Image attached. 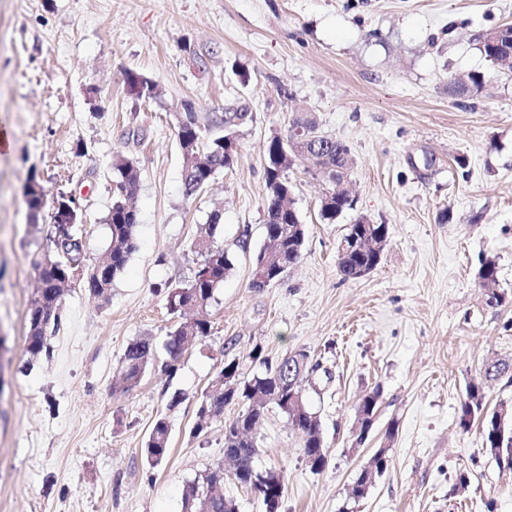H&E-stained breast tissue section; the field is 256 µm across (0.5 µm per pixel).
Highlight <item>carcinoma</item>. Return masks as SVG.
Masks as SVG:
<instances>
[{
  "label": "carcinoma",
  "mask_w": 512,
  "mask_h": 512,
  "mask_svg": "<svg viewBox=\"0 0 512 512\" xmlns=\"http://www.w3.org/2000/svg\"><path fill=\"white\" fill-rule=\"evenodd\" d=\"M480 47L486 57L501 62L512 56V27L490 29L479 36ZM125 82L138 98L149 99L157 96L156 85L133 72H126ZM484 88V76L474 74L468 83L448 80V93L458 99H470ZM186 120L183 128L177 129V138L182 155L183 192L187 197L202 192L211 182L215 173L230 167L236 149L224 143V135H205L213 127L221 128L232 119H248L247 112H226L222 116L211 117L207 124L199 122L192 108L182 113ZM292 129L284 135H275L268 141L264 156V175L268 195L265 201L268 223L265 234L266 247L255 256L253 269L263 273L262 282H250V287L261 289L280 280L289 267L297 264L302 255L305 241V225L297 222L293 199L283 195L289 187L285 172L294 164L293 154L288 150ZM322 155L332 165L353 166L354 159L349 146L339 140L321 137ZM117 193L106 216L109 228V243L103 255L87 271L91 276L86 287L99 294L112 287V281L121 273L133 251L134 230L138 223L136 209L130 203L137 190L139 174L136 164L126 158L112 164ZM353 209V203L342 193L333 198L332 203L320 207L322 220L333 222L344 212ZM221 215L214 211L209 216L205 235L194 242V249L203 257V264L194 277L181 286L168 289L166 306L170 315L178 319L165 343L166 357L158 362L153 339L149 336L133 341L126 349L121 366V382L117 388L123 392L133 390L141 382L150 368L160 366L161 371L173 375L188 346L198 343L210 334V322L205 319L185 320L183 316L191 309L203 310L215 299V293L231 275L234 264L227 251L213 245L220 225ZM50 242L52 251L42 254L35 262L38 271L39 290L28 310V330L25 338L26 352L33 358L46 349L47 338L55 334L61 325V314H51L60 305V295L65 280L69 277L71 264L83 262L86 257L85 238L78 233L76 226L68 225V217L63 210L55 211L50 217ZM388 229L385 224H351L342 242L347 244L348 255L338 258V272L342 279L351 280L356 271H374L381 262L382 251L364 250L359 245L366 236L378 238L385 243ZM260 362L264 370L251 377L239 370V363L231 360L218 371L214 388L208 393L196 411L193 433L207 430L214 418L211 407H226L242 404L244 409L230 422L224 424V455L239 461L241 472L234 479L246 486L253 482L259 491L263 506L268 502L281 505L285 492L284 476L276 469L260 471L254 460L260 451L255 435V420L268 408L256 407L254 397L263 392L271 396L270 406L285 412L288 392L304 390V382L309 374H304L295 387L288 384V358L271 362L258 355H250ZM512 380V360H498L485 370V381L489 384L503 377ZM381 392L378 389L364 395L357 403V410L373 415L379 408ZM293 428L301 435L304 456L314 461L311 468L321 471L327 465L323 456L324 441L321 421L313 411L302 419L288 418ZM478 424L485 448L504 468L512 470V411L500 416L499 411H490L485 404V387L475 384L467 386L465 398L461 402L459 427L467 432L473 424ZM171 425L167 417L157 418L150 430L145 448L147 460L153 466L159 465L170 450ZM224 481V468L208 472L202 480L190 485L184 495L183 508L190 512H237L233 498L226 494L215 496L213 486Z\"/></svg>",
  "instance_id": "cac0c4a2"
}]
</instances>
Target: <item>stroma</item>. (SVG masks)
I'll return each instance as SVG.
<instances>
[{
  "instance_id": "35a3bbf8",
  "label": "stroma",
  "mask_w": 512,
  "mask_h": 512,
  "mask_svg": "<svg viewBox=\"0 0 512 512\" xmlns=\"http://www.w3.org/2000/svg\"><path fill=\"white\" fill-rule=\"evenodd\" d=\"M505 24L512 0H0V133L11 138L0 145V512H182L188 485L225 466L224 424L240 411L226 406L197 436L199 400L224 362L259 372L257 348L274 360L304 350L321 365L305 397L321 419L325 469L311 470L279 410L258 430L256 468L285 475L281 512H512V470L478 429L458 427L467 384L512 358V69L478 40ZM128 71L158 96L135 98ZM473 74L485 77L482 93L457 102L449 78ZM188 105L203 120L251 115L232 166L195 198L183 194L174 121ZM299 113L350 145L355 206L322 223L326 185L297 160L286 176L303 256L256 290L264 148ZM120 157L140 172L135 248L107 298L70 282L59 331L30 359L33 260L51 243L48 212L27 208L28 181L77 198L91 264L108 245ZM217 209L235 268L207 309L210 335L174 376L151 370L134 390H114L133 340L164 345L166 288L193 276V243ZM361 217L387 226V244L372 273L345 280L337 247ZM488 258L499 306L478 278ZM376 388L359 446L357 402ZM161 415L171 447L153 467L144 446ZM383 445L386 472L354 498ZM462 471L470 484L451 493Z\"/></svg>"
}]
</instances>
